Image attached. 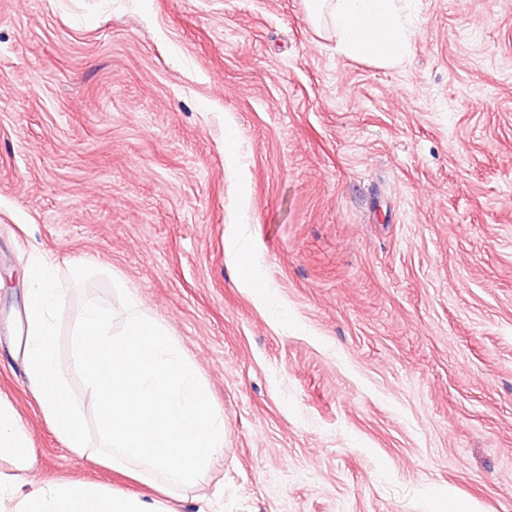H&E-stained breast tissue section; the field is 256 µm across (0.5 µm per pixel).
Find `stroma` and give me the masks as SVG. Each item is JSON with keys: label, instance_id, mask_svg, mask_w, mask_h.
<instances>
[{"label": "stroma", "instance_id": "stroma-1", "mask_svg": "<svg viewBox=\"0 0 512 512\" xmlns=\"http://www.w3.org/2000/svg\"><path fill=\"white\" fill-rule=\"evenodd\" d=\"M409 22L386 65L305 0H0V398L29 481L155 494L28 386L42 257L85 414L71 325L119 286L209 386L226 451L176 512H512V0Z\"/></svg>", "mask_w": 512, "mask_h": 512}]
</instances>
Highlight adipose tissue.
I'll return each instance as SVG.
<instances>
[{
  "label": "adipose tissue",
  "instance_id": "ef3b65f1",
  "mask_svg": "<svg viewBox=\"0 0 512 512\" xmlns=\"http://www.w3.org/2000/svg\"><path fill=\"white\" fill-rule=\"evenodd\" d=\"M309 16L336 35V49L350 57L402 61L410 29L398 0H307Z\"/></svg>",
  "mask_w": 512,
  "mask_h": 512
}]
</instances>
